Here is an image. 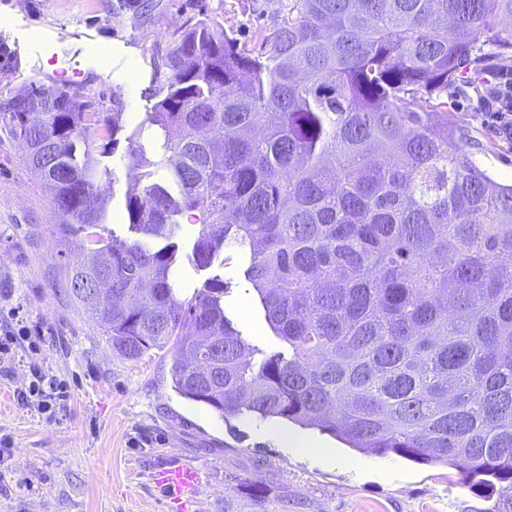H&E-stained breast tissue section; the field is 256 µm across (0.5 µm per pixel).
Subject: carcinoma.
Segmentation results:
<instances>
[{
    "instance_id": "1",
    "label": "carcinoma",
    "mask_w": 512,
    "mask_h": 512,
    "mask_svg": "<svg viewBox=\"0 0 512 512\" xmlns=\"http://www.w3.org/2000/svg\"><path fill=\"white\" fill-rule=\"evenodd\" d=\"M489 46L512 52V0H291L255 52L207 14L167 49L165 182H134L131 237L107 233L101 157L122 130L76 90L12 102L29 165L83 259L74 301L112 352L171 353L177 392L226 420L281 418L352 448L445 463L512 512V184L474 162L448 86ZM200 270L245 249L244 276L280 347L224 315L214 275L177 298L181 218ZM110 276L109 301L79 293ZM288 486L252 479L224 512H259Z\"/></svg>"
}]
</instances>
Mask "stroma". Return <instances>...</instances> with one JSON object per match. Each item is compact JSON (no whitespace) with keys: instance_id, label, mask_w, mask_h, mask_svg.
Here are the masks:
<instances>
[{"instance_id":"1","label":"stroma","mask_w":512,"mask_h":512,"mask_svg":"<svg viewBox=\"0 0 512 512\" xmlns=\"http://www.w3.org/2000/svg\"><path fill=\"white\" fill-rule=\"evenodd\" d=\"M287 0H0V317L17 309L42 333L38 363L67 381L70 396L49 422L18 406L30 373L25 352L0 363V512H224V498L246 479L287 485L303 512H485V499L465 474L443 463L348 447L311 426L281 419L224 420L178 395L170 353L135 363L113 354L100 328L69 296L67 268L79 256L60 236V218L45 183L31 169L8 104L32 85L78 89L91 111L119 113L135 142L120 140L104 158L100 190L107 228L128 237L126 192L134 178L129 148L155 158L163 131L145 123L167 93L163 57L188 18L215 16L250 49L279 23ZM467 148L495 180L512 182V142L500 139L487 114L491 89L468 81L449 87ZM198 225L183 220V253L174 268L178 298L190 297L208 274L224 281V313L256 347L276 345L258 298L243 277L248 255L229 251L211 272L187 259ZM300 436L293 448L285 434ZM330 449L331 457L307 452ZM177 461L200 486L177 502L153 483Z\"/></svg>"}]
</instances>
